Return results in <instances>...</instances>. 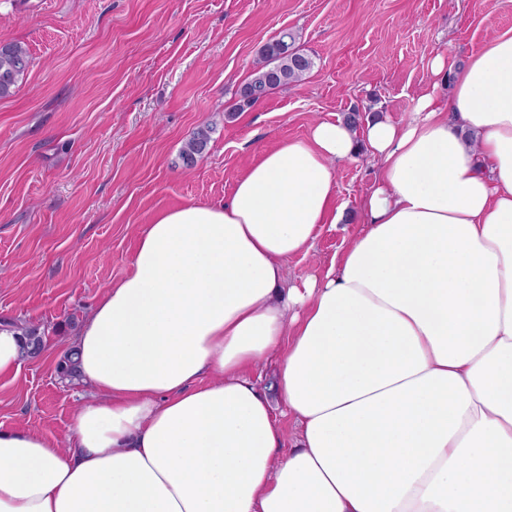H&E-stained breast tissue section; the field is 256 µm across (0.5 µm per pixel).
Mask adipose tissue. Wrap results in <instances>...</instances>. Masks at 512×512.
Masks as SVG:
<instances>
[{"instance_id":"adipose-tissue-1","label":"adipose tissue","mask_w":512,"mask_h":512,"mask_svg":"<svg viewBox=\"0 0 512 512\" xmlns=\"http://www.w3.org/2000/svg\"><path fill=\"white\" fill-rule=\"evenodd\" d=\"M430 66L404 125L315 123L144 227L70 343L68 447L0 428V512H512V29ZM361 137L363 229L287 285Z\"/></svg>"}]
</instances>
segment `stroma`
<instances>
[{
  "label": "stroma",
  "instance_id": "1",
  "mask_svg": "<svg viewBox=\"0 0 512 512\" xmlns=\"http://www.w3.org/2000/svg\"><path fill=\"white\" fill-rule=\"evenodd\" d=\"M290 29L315 65L305 79L236 110L259 48ZM512 29V0H0V41L32 64L0 99V324L40 325L51 355L0 376V427L59 441L88 392L61 364L70 340L154 215L228 199L245 168L313 121L351 108L410 119L434 78ZM213 132L192 170L184 143ZM368 147L336 166L346 219L322 225L286 281L323 272L361 231L374 187Z\"/></svg>",
  "mask_w": 512,
  "mask_h": 512
}]
</instances>
